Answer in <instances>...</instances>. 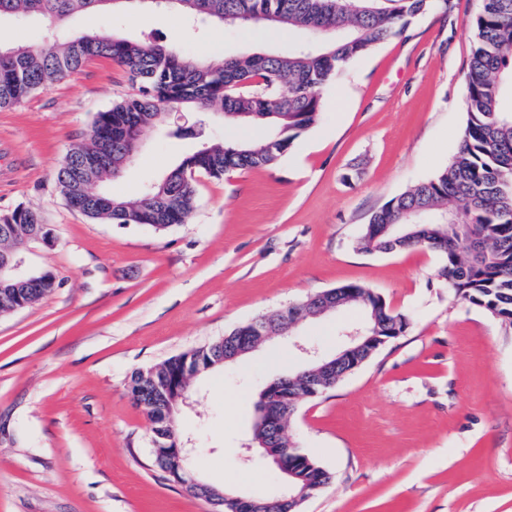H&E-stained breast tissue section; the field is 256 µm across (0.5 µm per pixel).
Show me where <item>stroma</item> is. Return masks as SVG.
Returning a JSON list of instances; mask_svg holds the SVG:
<instances>
[{"label": "stroma", "mask_w": 512, "mask_h": 512, "mask_svg": "<svg viewBox=\"0 0 512 512\" xmlns=\"http://www.w3.org/2000/svg\"><path fill=\"white\" fill-rule=\"evenodd\" d=\"M476 0L411 18L397 37L321 90L319 122L271 169L198 175L186 223L158 232L93 221L56 189L64 154L96 113L134 92L105 58L0 109V213H39L54 244L21 249L23 272L54 290L0 312V512H224L167 480L134 372L201 347L255 317L349 283L408 317L400 336L325 393L302 399L289 433L332 475L298 512H512V325L461 300L428 250L369 254L370 213L456 153ZM71 33L147 42L210 62L303 43L295 31L189 21L131 5L78 14ZM191 111L165 113L108 186L131 197L197 140ZM362 315L301 322L192 379L178 417L197 476L226 493L274 497L284 481L244 448L265 382L307 365L292 342L341 350Z\"/></svg>", "instance_id": "35a3bbf8"}]
</instances>
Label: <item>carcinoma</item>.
Listing matches in <instances>:
<instances>
[{
	"mask_svg": "<svg viewBox=\"0 0 512 512\" xmlns=\"http://www.w3.org/2000/svg\"><path fill=\"white\" fill-rule=\"evenodd\" d=\"M184 0L170 6L187 17L244 25L272 24L317 40L286 51H262L225 58L218 64L173 52L160 42L144 43L92 33L51 35L42 47L0 43V109L80 68L92 57H105L127 69L137 91L93 118L84 142L62 158L57 188L66 204L93 221L111 224H162L168 229L188 218L196 195L194 176L221 178L234 170L271 168L294 140L321 116L320 90L337 80L350 64L396 36L407 17L448 10V0ZM97 0H0V21L39 18L60 25L77 12L98 11ZM474 46L466 82V121L456 154L433 177L423 180L372 213L359 238L366 253L427 249L438 253V275L455 296L512 324V0H478L469 21ZM221 112L240 124L272 129L261 141L212 142L185 155L150 190L124 199L98 187L71 198L75 177L97 183L109 171L85 164L90 157L112 158V171L131 161L133 143L171 109ZM40 214L15 209L0 215L3 224H40ZM472 244L461 246V240ZM55 285L23 281L20 299L0 303V310L28 307ZM362 310L364 323L382 336H398L408 325L389 311L371 289L343 285L288 307L299 319L317 316L321 302ZM224 338L171 357L131 376L130 390L152 424L154 463L162 467L166 449L179 431L159 417L174 405L172 385L193 366L219 368ZM308 487L326 482V469L308 454L294 456Z\"/></svg>",
	"mask_w": 512,
	"mask_h": 512,
	"instance_id": "cac0c4a2",
	"label": "carcinoma"
}]
</instances>
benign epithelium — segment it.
Listing matches in <instances>:
<instances>
[{"label":"benign epithelium","mask_w":512,"mask_h":512,"mask_svg":"<svg viewBox=\"0 0 512 512\" xmlns=\"http://www.w3.org/2000/svg\"><path fill=\"white\" fill-rule=\"evenodd\" d=\"M36 242L45 246L52 244V234L44 224H35L28 227L24 243ZM20 259L18 253L13 250L3 251L0 249V290L14 287L13 278L18 276ZM296 326V320L287 311L282 310L274 316H259L249 322L236 336L235 340L224 348V361L232 362L243 354L253 351L264 341L275 336H284L291 333ZM349 345L334 357L322 354L319 349L310 344L295 342V346L309 358L310 363L318 365L314 370L315 377L310 383L313 394L332 387L336 379L353 372L362 361L357 353L368 347H378L385 342V339L376 335H368L362 329L357 328L348 333ZM294 379L279 377L269 382L265 390L269 392L268 401L270 404L262 411V418L266 422L268 436L264 439H252L244 444L248 451L254 447L263 449L262 456L275 469H277L286 480V491L283 495L270 498L265 503L261 512H291L294 504L314 495V492L306 486L297 483L299 476L289 463V452L286 448L279 447L276 429L282 424L285 416L291 413L299 401L294 393L292 384ZM194 449L179 444L167 452L165 462V473L174 481L190 488L195 493L211 495L213 489L199 481L193 471L188 468L187 463L191 459ZM222 502L227 512H256V502L251 498L230 496L221 494Z\"/></svg>","instance_id":"benign-epithelium-1"}]
</instances>
